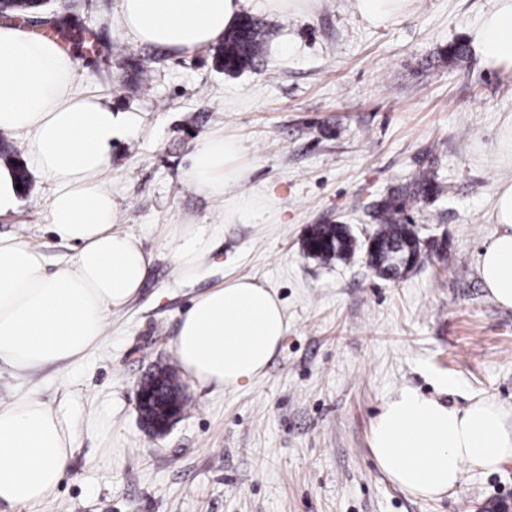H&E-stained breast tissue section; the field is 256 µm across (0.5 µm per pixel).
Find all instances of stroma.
<instances>
[{
	"label": "stroma",
	"mask_w": 512,
	"mask_h": 512,
	"mask_svg": "<svg viewBox=\"0 0 512 512\" xmlns=\"http://www.w3.org/2000/svg\"><path fill=\"white\" fill-rule=\"evenodd\" d=\"M356 0H266L243 11L267 24L266 53L231 76L213 47L191 54L133 42L120 0H49L42 15L78 62L77 86L129 119L109 170L120 229L155 254L138 297L113 312L103 342L73 366L17 374L0 364V401L19 390L63 406L76 449L43 512H512V463L465 470L454 494H407L369 448L383 402L410 388L449 407L493 397L512 406V309L491 300L477 254L496 232L494 194L512 181V72L476 53L448 65V43H471L492 0H402L370 26ZM239 141L242 176L226 199L190 186L197 146ZM430 169L445 191L409 222L417 268L381 278L360 256L324 265L302 240L314 224L375 228L373 203ZM49 182L30 176L0 236L37 246L47 269L71 253L47 223ZM221 232L193 281L169 257L179 224ZM271 288L288 330L264 373L240 389L182 381L188 406L149 433L136 389L175 364L181 317L226 277ZM112 434L89 433L91 418Z\"/></svg>",
	"instance_id": "1"
}]
</instances>
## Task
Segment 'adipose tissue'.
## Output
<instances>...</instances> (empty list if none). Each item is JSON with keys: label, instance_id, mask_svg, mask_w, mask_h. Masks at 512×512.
I'll use <instances>...</instances> for the list:
<instances>
[{"label": "adipose tissue", "instance_id": "obj_1", "mask_svg": "<svg viewBox=\"0 0 512 512\" xmlns=\"http://www.w3.org/2000/svg\"><path fill=\"white\" fill-rule=\"evenodd\" d=\"M243 0H121L120 19L138 43L192 52L217 42ZM487 67L512 71V0H494L473 32ZM72 56L51 40L0 26V133L22 137L31 168L50 182L51 232L74 252L53 273L42 253L0 239V361L20 371L73 365L101 345L112 312L139 293L153 256L141 236L119 230L105 176L125 114L75 89ZM239 142L214 135L191 158L190 182L224 196L241 177ZM490 220L498 232L478 256L490 297L512 307V182L498 188ZM217 224H183L167 240L183 279L193 280ZM287 331L276 292L229 277L182 316L173 351L185 377L236 389L259 377ZM76 444L62 408L28 390L0 403V506L39 512L53 500ZM379 470L401 490L432 498L456 490L464 468L494 471L512 461V407L479 398L467 408L405 390L387 399L371 431Z\"/></svg>", "mask_w": 512, "mask_h": 512}]
</instances>
